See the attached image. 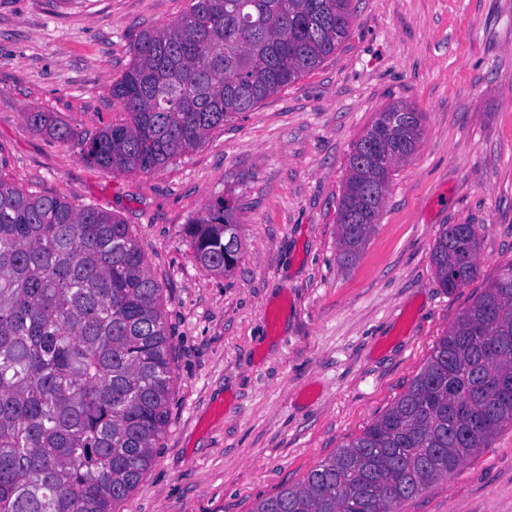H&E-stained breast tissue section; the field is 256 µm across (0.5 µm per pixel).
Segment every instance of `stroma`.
<instances>
[{
    "mask_svg": "<svg viewBox=\"0 0 512 512\" xmlns=\"http://www.w3.org/2000/svg\"><path fill=\"white\" fill-rule=\"evenodd\" d=\"M191 0H0V176L129 224L162 289L175 379L150 469L116 512H252L300 482L407 389L435 342L512 262V0H353L318 68L164 168L114 173L35 132L51 112L110 124L112 83L146 29ZM421 112L358 261L337 211L355 143L387 105ZM234 204L240 259L205 271L186 224ZM473 225L478 276L448 291L431 252ZM403 512H512V429Z\"/></svg>",
    "mask_w": 512,
    "mask_h": 512,
    "instance_id": "1",
    "label": "stroma"
}]
</instances>
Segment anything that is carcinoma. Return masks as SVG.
Listing matches in <instances>:
<instances>
[{"label":"carcinoma","mask_w":512,"mask_h":512,"mask_svg":"<svg viewBox=\"0 0 512 512\" xmlns=\"http://www.w3.org/2000/svg\"><path fill=\"white\" fill-rule=\"evenodd\" d=\"M352 0H191L140 34L112 83L121 117L91 137L51 112L26 124L112 172L151 173L224 121L320 66L347 37ZM385 131L379 154L355 144L340 200V262L374 230L393 172L417 151L422 115ZM196 259L234 269L239 240L222 198L187 224ZM470 224L431 254L443 288L478 274ZM174 368L161 300L129 225L93 206L0 178V512H116L167 432ZM512 428V263L436 342L406 391L355 438L252 512H400Z\"/></svg>","instance_id":"1"}]
</instances>
